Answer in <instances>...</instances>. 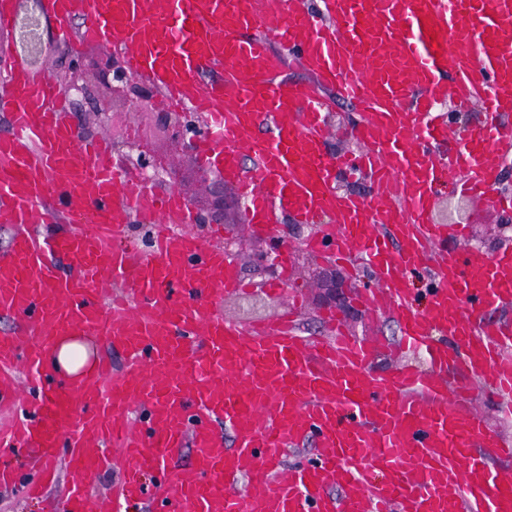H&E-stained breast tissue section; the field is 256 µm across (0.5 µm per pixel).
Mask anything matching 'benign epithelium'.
<instances>
[{
  "mask_svg": "<svg viewBox=\"0 0 512 512\" xmlns=\"http://www.w3.org/2000/svg\"><path fill=\"white\" fill-rule=\"evenodd\" d=\"M19 14L18 26L0 42V48L8 54L24 55L30 66L38 71L42 69V61L47 57V40L39 0H19ZM53 77L61 88L75 89L91 101L92 107L86 115L97 123L107 122L111 110L120 103L136 111L145 107L152 99L151 93L128 72L124 61L115 54L103 60L92 76L87 74L83 59L71 58ZM200 124V120L184 119L172 112L162 113L158 120V126L172 146L189 152L196 149L191 129ZM131 147L137 150V156L133 159V165L137 168L159 164L166 171H171L169 158L156 153L140 137L133 138Z\"/></svg>",
  "mask_w": 512,
  "mask_h": 512,
  "instance_id": "1",
  "label": "benign epithelium"
}]
</instances>
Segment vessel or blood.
I'll return each mask as SVG.
<instances>
[{"label":"vessel or blood","instance_id":"1","mask_svg":"<svg viewBox=\"0 0 512 512\" xmlns=\"http://www.w3.org/2000/svg\"><path fill=\"white\" fill-rule=\"evenodd\" d=\"M59 47L121 48L128 68L167 105H190L202 168L220 170L248 205L252 231L276 212L334 221L303 248L375 281L359 301L390 313L399 335L353 338L340 314L302 335L303 298L243 325L222 301L250 288L237 259L191 231L196 213L177 190L126 176L103 138L81 140L63 90L20 57L7 59L0 112V448L33 449L44 467L0 487L41 498L65 462L68 512H512V436L473 402L484 383L512 414V249L465 246L467 228L436 220L447 186L499 209L498 160L512 155V0H44ZM311 76L282 79L286 61ZM354 106L353 156L331 157L324 91ZM478 106L483 121L449 156L437 104ZM370 176L372 195L337 191ZM65 218L67 232L32 225ZM149 225L152 245L126 227ZM399 243L390 250L383 229ZM461 243L449 252V242ZM72 260L60 274L54 257ZM431 280L425 303L412 274ZM92 336L122 355L97 359L78 381L48 357L62 336ZM424 351L429 367L405 360ZM393 368L374 367L378 355ZM464 382L449 387L448 372ZM314 453L283 466L304 440ZM190 461H181L183 450ZM118 465L108 501L91 494Z\"/></svg>","mask_w":512,"mask_h":512}]
</instances>
